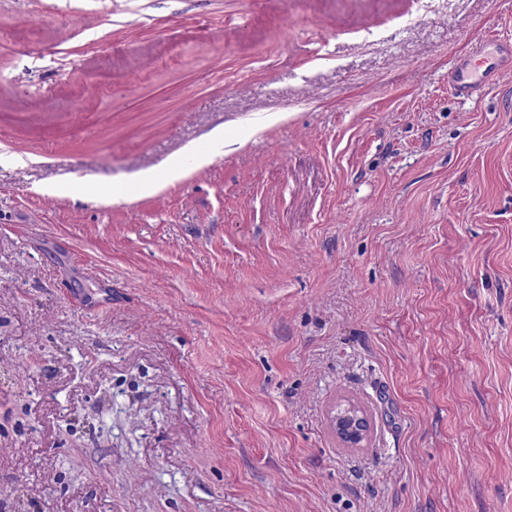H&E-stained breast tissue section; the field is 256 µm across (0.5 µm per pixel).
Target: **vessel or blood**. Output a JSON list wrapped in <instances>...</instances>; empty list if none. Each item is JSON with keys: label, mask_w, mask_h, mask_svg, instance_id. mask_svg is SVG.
<instances>
[{"label": "vessel or blood", "mask_w": 512, "mask_h": 512, "mask_svg": "<svg viewBox=\"0 0 512 512\" xmlns=\"http://www.w3.org/2000/svg\"><path fill=\"white\" fill-rule=\"evenodd\" d=\"M495 60L478 58L460 60L448 69V87L460 99L472 97L480 89L493 84L504 73L512 72V40L494 39Z\"/></svg>", "instance_id": "b4317fda"}]
</instances>
